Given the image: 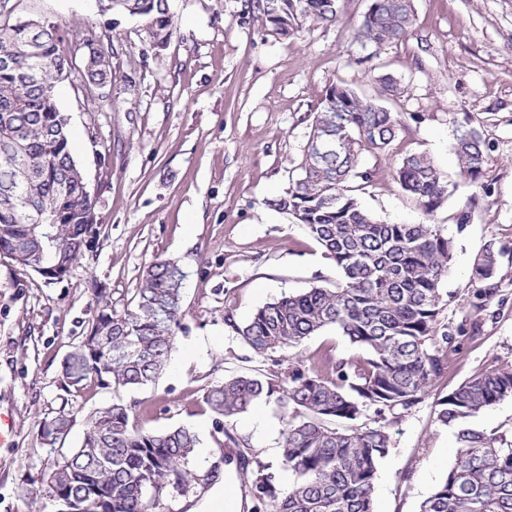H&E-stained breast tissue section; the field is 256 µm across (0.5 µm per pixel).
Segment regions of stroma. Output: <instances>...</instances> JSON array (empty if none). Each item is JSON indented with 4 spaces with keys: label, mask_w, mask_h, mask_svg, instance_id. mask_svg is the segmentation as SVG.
Masks as SVG:
<instances>
[{
    "label": "stroma",
    "mask_w": 512,
    "mask_h": 512,
    "mask_svg": "<svg viewBox=\"0 0 512 512\" xmlns=\"http://www.w3.org/2000/svg\"><path fill=\"white\" fill-rule=\"evenodd\" d=\"M369 4L343 0L336 23L306 22L284 37L248 15L245 0H168L174 33L157 47L140 17L102 9L98 0H0L2 23L50 18L71 38L92 36L112 71L107 98L91 102L76 78L85 64L80 52L72 76L56 87L72 153L98 196L97 238L54 283L0 255V412L14 425L11 444L0 446V512H42L47 504L40 476L55 456L41 447L38 430L61 404L60 363L104 304L120 313L130 308L155 261L173 260L186 274L175 348L154 383L123 399L149 408L145 428L185 426L199 434L191 464L197 474L219 456L213 417L198 409L207 386L235 374L283 372L297 361L311 368L321 353L360 355L328 330L264 361L224 316L243 323L266 303L341 282L306 227L266 201L297 173L331 85L373 95L385 74L400 83L386 105L401 127L385 152L363 153V167L377 177L360 184L357 196L382 221L435 224L454 244L438 317L455 330L448 367L391 425L373 493L374 512H420L458 448L454 430L436 417L437 400L512 365V0H413L409 36L365 50L355 28ZM466 124L479 127L486 143L484 194L461 174L453 152L455 129ZM415 150L426 151L454 187L430 215L393 178L400 159ZM472 198L471 221L459 224ZM491 241L506 251L500 292L478 317L470 303L480 284L470 274ZM113 397L112 389L92 386L75 399L64 450L79 445L86 415ZM258 416L265 430L253 427ZM226 429L270 465L278 484L291 483L279 457V406L256 402Z\"/></svg>",
    "instance_id": "stroma-1"
}]
</instances>
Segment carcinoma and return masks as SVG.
I'll use <instances>...</instances> for the list:
<instances>
[{
  "label": "carcinoma",
  "instance_id": "1",
  "mask_svg": "<svg viewBox=\"0 0 512 512\" xmlns=\"http://www.w3.org/2000/svg\"><path fill=\"white\" fill-rule=\"evenodd\" d=\"M112 9L144 19L157 45L173 34L167 0H110ZM341 0H247V12L271 32L287 36L301 22L332 24ZM412 0H371L356 29L361 47L405 39L413 26ZM66 31L46 20L38 29L18 19L0 25V254L47 281L68 276L98 233V199L84 191L71 152L69 124L54 88L71 71L62 47ZM97 50L81 75L86 89L104 86L112 71ZM384 75L375 97L346 83L330 87L315 113L300 173L267 206L304 225L341 271L334 288L315 287L260 307L246 323L229 313L224 324L256 356L272 358L311 337L334 330L361 347V357L321 358L317 366L237 375L209 386L200 408L213 417L220 447L235 440L226 421L256 401L274 400L285 427L281 464L294 481L280 487L269 465L239 448L224 462L239 464L251 512H373L379 462L390 448V421L428 395L452 339L438 322L440 284L448 276L453 242L435 224H391L363 208L350 183L376 178L361 169L364 151H385L400 130L383 100L399 94ZM453 148L461 173L480 189L485 141L473 125L456 130ZM402 190L431 215L451 195L447 176L425 151H413L396 169ZM49 226L43 234L35 220ZM502 249L487 244L471 276L483 283L471 307L486 310L499 292ZM184 274L173 260L145 272L134 306L119 314L105 304L90 329L60 364L67 395L39 426L40 443L63 444L74 422L69 398L94 383L113 392L135 390L161 375L174 348ZM512 397V367L482 373L438 399L437 419L457 431L456 458L420 512H512V440L486 434L472 421ZM373 425L354 428L368 411ZM120 397L87 416L80 447L56 458L42 476L49 500L59 494L74 512H156L165 498L188 495L202 478L189 464L200 437L179 426L153 431L137 426Z\"/></svg>",
  "mask_w": 512,
  "mask_h": 512
}]
</instances>
